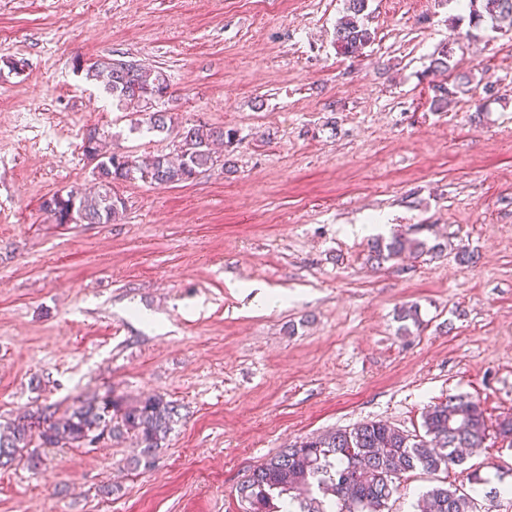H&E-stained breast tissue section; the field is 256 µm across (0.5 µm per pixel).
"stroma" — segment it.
Here are the masks:
<instances>
[{
	"label": "stroma",
	"mask_w": 512,
	"mask_h": 512,
	"mask_svg": "<svg viewBox=\"0 0 512 512\" xmlns=\"http://www.w3.org/2000/svg\"><path fill=\"white\" fill-rule=\"evenodd\" d=\"M342 8L0 0V426L109 391L179 410L147 467L115 440L0 468V512H241L237 485L278 449L369 420L415 434L451 395L490 433L464 465L403 474L393 512L473 470L512 512V32L457 0H369L373 40L349 57ZM447 43L471 81L438 111ZM118 55L164 70L175 127L236 138L191 182L117 183V223H54L46 197L95 184L89 130L119 153L176 149L73 67ZM395 233L443 251L372 266Z\"/></svg>",
	"instance_id": "stroma-1"
}]
</instances>
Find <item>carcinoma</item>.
Wrapping results in <instances>:
<instances>
[{
  "mask_svg": "<svg viewBox=\"0 0 512 512\" xmlns=\"http://www.w3.org/2000/svg\"><path fill=\"white\" fill-rule=\"evenodd\" d=\"M368 0H344V14L336 25V47L354 56L372 41L363 24ZM470 24L486 23L499 30L512 27V0H467ZM453 50L444 45L434 59V68L457 71L466 84L470 77L457 70ZM74 69L87 81L100 85L113 98L126 104L148 103L168 93L165 72L135 60L99 57L75 58ZM171 116L163 111L148 113L147 131L170 130ZM233 130L221 126L194 125L179 134L177 160L166 154L138 158L124 153L105 154L98 138L83 142L85 156L96 162V186L90 191L56 192L43 203L57 224H111L125 210L122 198L113 192L118 181L140 179L158 187L193 180L219 162L212 151L216 142H232ZM426 243L400 235L389 241L375 239L368 261L382 265L408 252L420 256ZM178 406L157 394L128 400L110 394L92 395L76 401L63 412L50 407L23 416L0 433V466L24 461L30 469L43 462L42 448H89L104 440L132 438L140 448L130 461L153 458L172 431ZM424 434L409 435L383 421H367L340 428L282 448L253 468L237 486L242 512H276L274 500L288 497V512H390L389 502L398 492L401 474L422 469L436 472L465 462L462 449L478 448L487 426L479 403L465 396H450L427 410ZM471 488L436 486L429 490L420 512H490L477 508L472 491L489 484L477 472L469 475Z\"/></svg>",
  "mask_w": 512,
  "mask_h": 512,
  "instance_id": "carcinoma-1",
  "label": "carcinoma"
}]
</instances>
